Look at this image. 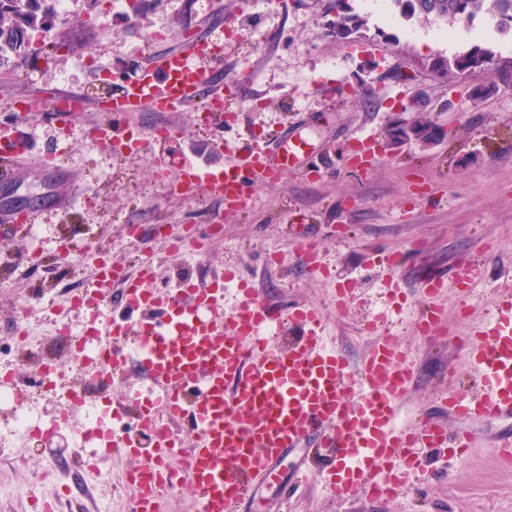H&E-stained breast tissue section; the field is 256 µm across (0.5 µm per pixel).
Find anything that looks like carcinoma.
I'll return each mask as SVG.
<instances>
[{"instance_id":"carcinoma-1","label":"carcinoma","mask_w":512,"mask_h":512,"mask_svg":"<svg viewBox=\"0 0 512 512\" xmlns=\"http://www.w3.org/2000/svg\"><path fill=\"white\" fill-rule=\"evenodd\" d=\"M55 0H0V57L22 56L31 41V34L50 28L54 16ZM393 8L406 20L442 21L452 27L468 18L490 16L501 19L512 10V0H389ZM328 12L334 14L333 29L336 36L347 38L367 25V18L355 11L352 0H327ZM493 59L491 50L480 45L451 59L436 57L430 62L432 70L448 76L475 70ZM497 80L482 87L491 95L499 86H512V58L499 59ZM409 140L432 144L439 140L438 129L427 121L419 120L406 133Z\"/></svg>"}]
</instances>
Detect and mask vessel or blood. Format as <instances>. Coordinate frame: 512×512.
I'll return each instance as SVG.
<instances>
[{"instance_id":"obj_1","label":"vessel or blood","mask_w":512,"mask_h":512,"mask_svg":"<svg viewBox=\"0 0 512 512\" xmlns=\"http://www.w3.org/2000/svg\"><path fill=\"white\" fill-rule=\"evenodd\" d=\"M224 63V45L190 37L176 52L154 56L135 80L102 101L111 116L94 136L109 142L128 130L133 113L177 112L199 103L221 102L215 85ZM223 168L185 165L170 191L201 193L243 209L259 187L276 182L299 159L287 132L246 147L226 146ZM155 268L142 261L136 275L116 266L98 268V290L123 284L122 301L149 319L116 322L113 338L133 349L146 372L145 391L130 399L128 419L113 445L137 457L126 474L135 488L134 512H160L164 495L184 476L196 491L198 512H239L255 482L270 477L293 448L329 449L336 460L324 480L339 496L353 490L373 496L396 490L405 467L421 447L469 449L468 433L423 422L398 424L399 403L415 375L411 353L366 327L374 341L361 364L350 368L324 334L322 316L312 306L283 310L257 298L237 280L238 304L222 312L219 288H186L163 296L150 289ZM297 334L286 349L270 342L284 325ZM479 378L474 393H457L444 405L464 419H512V302L477 329L466 343Z\"/></svg>"}]
</instances>
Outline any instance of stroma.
Wrapping results in <instances>:
<instances>
[{"label": "stroma", "instance_id": "35a3bbf8", "mask_svg": "<svg viewBox=\"0 0 512 512\" xmlns=\"http://www.w3.org/2000/svg\"><path fill=\"white\" fill-rule=\"evenodd\" d=\"M357 12L367 16L361 37L342 39L330 30L325 0H278L255 13L244 0H142L138 13H112L108 0H71L36 40L50 52L47 64L27 59L0 65V131L22 135L34 152L55 149L68 180H54L33 162L20 161L0 179V212L28 208L32 227H0V346L11 348L29 406L51 420L59 402L37 381V365L15 345L12 328L23 322L31 335L52 346L61 326L83 327L73 294L93 289L98 264L130 269L148 257L159 266L158 283L174 291L191 279L217 288L225 269L237 268L260 299L309 304L321 309L326 334L350 361L373 341L367 321L411 350L417 376L402 399L399 423L429 416L448 430L468 431L467 455L448 448H421L398 494L370 499L362 492L330 497L313 483L284 499L305 463L296 448L279 462L273 478L259 484L241 512H512V463L490 447L512 421L449 417L441 399L449 391L477 388L462 342L470 327L491 319L512 296V88L473 99L472 88L496 81L493 65L447 79L429 67L474 44L512 56V36L481 18L482 39L462 33L449 39L444 23L404 20L379 0ZM250 32L248 40L226 37L225 17ZM161 40H150L154 30ZM224 41L226 124L204 125L196 106L179 112H143L133 129L167 124L174 135L149 142L137 154L95 142L107 119L96 103L137 75L149 56L179 49L190 32ZM81 93L84 111L57 121L46 107L60 90ZM426 120L444 137L424 146L397 143L389 130L397 120ZM303 141L299 166L258 189L242 211L222 201L169 193L184 162L223 165L216 142L261 141L280 125ZM373 132L381 157L365 170L352 162L355 139ZM75 202L57 209L59 198ZM197 242L179 254L159 248L158 226ZM138 227L147 249L128 242ZM312 228L319 262L330 277L304 268L302 227ZM396 254L402 265L398 291L383 288L386 270L367 265L370 250ZM472 276L465 287L464 276ZM444 281L437 300L440 325L421 338L416 322L426 306L423 285ZM348 285L350 301H334L336 284ZM93 455L112 476V512H131L124 485L134 458L105 452L91 440L84 451L63 437H40L10 448L0 461V512H32L34 499H58L59 512H99L100 484L90 471L50 470V462L75 464Z\"/></svg>", "mask_w": 512, "mask_h": 512}]
</instances>
